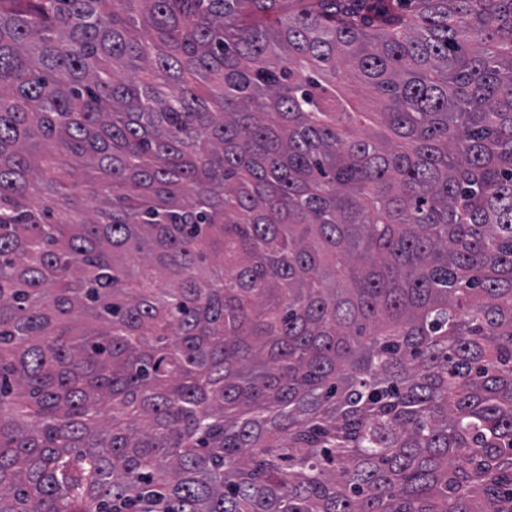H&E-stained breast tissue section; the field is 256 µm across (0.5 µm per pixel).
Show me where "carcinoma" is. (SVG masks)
<instances>
[{
	"mask_svg": "<svg viewBox=\"0 0 512 512\" xmlns=\"http://www.w3.org/2000/svg\"><path fill=\"white\" fill-rule=\"evenodd\" d=\"M0 0V512H512V0Z\"/></svg>",
	"mask_w": 512,
	"mask_h": 512,
	"instance_id": "obj_1",
	"label": "carcinoma"
}]
</instances>
